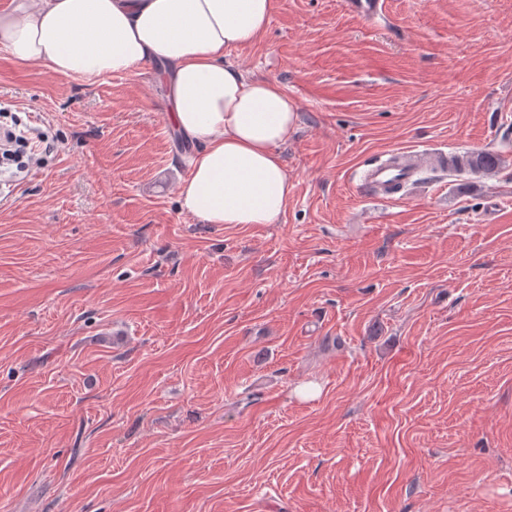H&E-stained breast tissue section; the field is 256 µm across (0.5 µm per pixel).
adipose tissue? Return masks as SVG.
Listing matches in <instances>:
<instances>
[{"instance_id": "obj_1", "label": "adipose tissue", "mask_w": 512, "mask_h": 512, "mask_svg": "<svg viewBox=\"0 0 512 512\" xmlns=\"http://www.w3.org/2000/svg\"><path fill=\"white\" fill-rule=\"evenodd\" d=\"M272 10L273 0H11L0 46L66 78L153 67L174 129L200 146L182 208L205 224H275L293 190L281 148L297 106L225 58L261 37Z\"/></svg>"}]
</instances>
